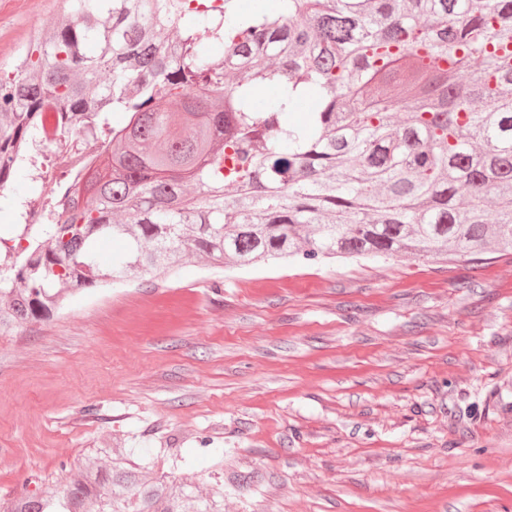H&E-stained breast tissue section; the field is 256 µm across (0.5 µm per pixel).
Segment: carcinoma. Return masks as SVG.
Segmentation results:
<instances>
[{"label": "carcinoma", "mask_w": 512, "mask_h": 512, "mask_svg": "<svg viewBox=\"0 0 512 512\" xmlns=\"http://www.w3.org/2000/svg\"><path fill=\"white\" fill-rule=\"evenodd\" d=\"M191 2L75 0L0 77V210L36 167L17 145L45 144L49 116L102 143L79 183L61 172L66 214L48 205L0 261V333L186 251L222 267L512 250V0H276L246 15ZM107 237L125 249L104 269ZM146 459L132 448L114 469L92 448L62 492L0 512H222L165 473L143 478Z\"/></svg>", "instance_id": "1"}]
</instances>
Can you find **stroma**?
I'll list each match as a JSON object with an SVG mask.
<instances>
[{"mask_svg": "<svg viewBox=\"0 0 512 512\" xmlns=\"http://www.w3.org/2000/svg\"><path fill=\"white\" fill-rule=\"evenodd\" d=\"M72 0H0V72ZM149 451L223 512H512V253L184 258L0 334V496Z\"/></svg>", "mask_w": 512, "mask_h": 512, "instance_id": "35a3bbf8", "label": "stroma"}]
</instances>
